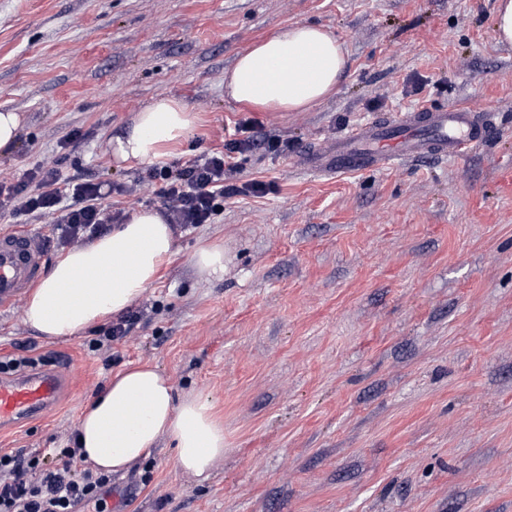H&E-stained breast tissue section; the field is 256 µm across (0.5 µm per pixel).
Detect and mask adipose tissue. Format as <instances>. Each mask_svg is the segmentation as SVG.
I'll use <instances>...</instances> for the list:
<instances>
[{"mask_svg":"<svg viewBox=\"0 0 512 512\" xmlns=\"http://www.w3.org/2000/svg\"><path fill=\"white\" fill-rule=\"evenodd\" d=\"M348 67L329 28L289 24L239 54L226 74L237 104L259 112H301L336 94ZM198 116L180 99L160 96L113 140L122 164H162L193 131ZM175 249L174 230L155 209H142L90 243L68 250L30 292L26 323L44 338H74L119 315L155 282ZM175 463L202 476L224 456V428L200 396L175 400L169 378L142 364L116 374L81 410L76 443L84 462L107 473L127 471L160 438Z\"/></svg>","mask_w":512,"mask_h":512,"instance_id":"1","label":"adipose tissue"}]
</instances>
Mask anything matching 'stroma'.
<instances>
[{"mask_svg": "<svg viewBox=\"0 0 512 512\" xmlns=\"http://www.w3.org/2000/svg\"><path fill=\"white\" fill-rule=\"evenodd\" d=\"M495 0H0V107L18 112L0 170L24 176L56 154L69 177L135 184L106 204L158 208L144 166L111 142L136 112L173 96L200 121L172 164L220 149L247 113L224 76L281 26L332 29L348 52L333 97L261 112L292 151L245 155L213 223L176 232L111 367L78 337L50 341L0 311V350L26 347L83 373L43 418L0 432V451L67 446L81 408L148 362L176 399L210 397L224 456L182 472L168 441L113 475L112 512H512V46ZM487 111L468 155L320 178L300 155L347 129L422 106ZM81 140L66 143L72 130ZM224 246V273L195 251ZM494 30L497 41L512 43V0H496Z\"/></svg>", "mask_w": 512, "mask_h": 512, "instance_id": "stroma-1", "label": "stroma"}]
</instances>
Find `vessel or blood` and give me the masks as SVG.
Here are the masks:
<instances>
[{
    "label": "vessel or blood",
    "mask_w": 512,
    "mask_h": 512,
    "mask_svg": "<svg viewBox=\"0 0 512 512\" xmlns=\"http://www.w3.org/2000/svg\"><path fill=\"white\" fill-rule=\"evenodd\" d=\"M489 127L467 106L421 108L372 120L336 139L315 145L301 164L325 175L358 172L394 163L461 157L481 146ZM40 235L24 228L0 231V308L10 307L44 271ZM76 361L59 369L0 377V429L41 417L66 383L77 377Z\"/></svg>",
    "instance_id": "vessel-or-blood-1"
}]
</instances>
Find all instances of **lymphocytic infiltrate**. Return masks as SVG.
<instances>
[{"mask_svg":"<svg viewBox=\"0 0 512 512\" xmlns=\"http://www.w3.org/2000/svg\"><path fill=\"white\" fill-rule=\"evenodd\" d=\"M259 120L237 123L223 149L204 152L183 166H152L149 180L160 183L161 212L167 223L186 229L212 223L233 195H264L267 184L239 182L238 158L246 153H287L290 144L279 135L261 134ZM104 184L87 174L61 177L59 160L44 156L26 179L0 172V216L13 224L47 218L56 230L58 247L80 246L121 223L123 210L103 204ZM55 465L39 454L16 450L0 453V512H76L93 505L94 512H112L107 492L110 475L85 467L75 448L57 449Z\"/></svg>","mask_w":512,"mask_h":512,"instance_id":"lymphocytic-infiltrate-1","label":"lymphocytic infiltrate"}]
</instances>
